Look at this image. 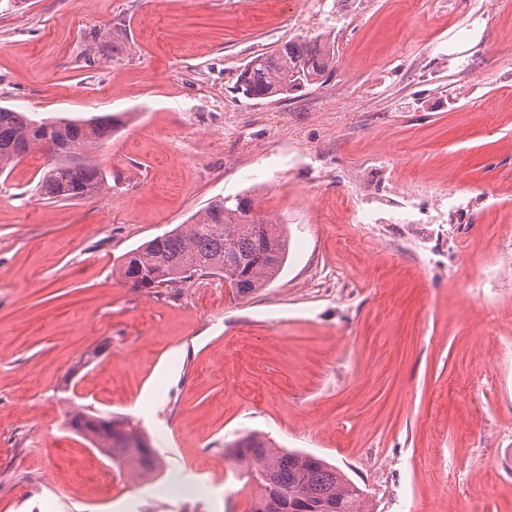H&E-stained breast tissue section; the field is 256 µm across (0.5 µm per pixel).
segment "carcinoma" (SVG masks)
<instances>
[{
  "label": "carcinoma",
  "instance_id": "cac0c4a2",
  "mask_svg": "<svg viewBox=\"0 0 512 512\" xmlns=\"http://www.w3.org/2000/svg\"><path fill=\"white\" fill-rule=\"evenodd\" d=\"M335 58L328 39L292 38L272 51L254 55L241 69L236 87L248 99L287 95L321 80ZM119 118H57L37 121L29 113L0 107V172L32 150L56 144L54 161L36 184L44 200H83L110 188L109 173L87 149L106 144ZM251 201L222 198L211 201L199 217L154 237L126 256L115 270L135 287L175 288L195 276H218L238 295L248 296L267 287L280 273L288 256V240L274 224L250 216ZM96 415L70 413L69 427L112 463L145 476L157 471L152 453H142L143 436L129 428L126 418L112 415L103 426ZM235 462L243 466L256 492L252 512H369L365 491L336 466L317 456L273 448L257 434L232 445Z\"/></svg>",
  "mask_w": 512,
  "mask_h": 512
}]
</instances>
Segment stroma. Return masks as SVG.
I'll list each match as a JSON object with an SVG mask.
<instances>
[{
  "label": "stroma",
  "mask_w": 512,
  "mask_h": 512,
  "mask_svg": "<svg viewBox=\"0 0 512 512\" xmlns=\"http://www.w3.org/2000/svg\"><path fill=\"white\" fill-rule=\"evenodd\" d=\"M322 34L321 83L234 91ZM0 107L120 119L95 197L40 199V151L0 174V512H251L227 447L253 432L373 512H512V0H0ZM244 196L288 237L266 288L115 276ZM78 406L158 472L113 467ZM176 474L209 494L160 495ZM108 422L99 427L97 415L79 410L70 413L69 427L89 442L99 453L109 457L118 467L126 465L131 471L145 476L157 471V461L152 453L140 452L142 445L149 448L145 438L129 428L125 417L109 415Z\"/></svg>",
  "instance_id": "35a3bbf8"
}]
</instances>
